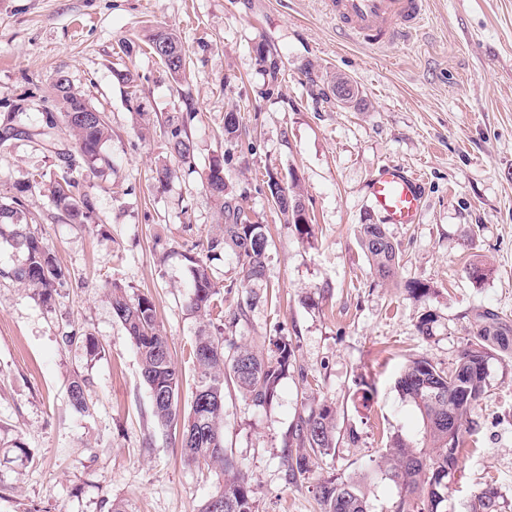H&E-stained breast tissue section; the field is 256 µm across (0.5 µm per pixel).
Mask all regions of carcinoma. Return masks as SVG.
I'll list each match as a JSON object with an SVG mask.
<instances>
[{"label":"carcinoma","instance_id":"cac0c4a2","mask_svg":"<svg viewBox=\"0 0 512 512\" xmlns=\"http://www.w3.org/2000/svg\"><path fill=\"white\" fill-rule=\"evenodd\" d=\"M167 41L177 50L175 57L164 62L171 76L186 73L189 60L178 36L158 30L148 40L153 54H158V42ZM53 122L43 121L38 135L44 145L55 147V134L64 125L74 137L76 155L63 154L65 168L50 189L52 202L64 211L73 224H87L95 210L93 199L78 191L79 181L73 176L76 162L82 161L94 170L106 164L103 146L108 141L109 124L104 113L73 112L76 103L88 104L76 91L66 75L59 72L53 79ZM170 153L183 164L194 163V145L184 123L171 116L165 130ZM224 165L219 160L210 165L206 192L224 216L220 233L209 238V252L222 250L232 253L238 262L237 278L229 284L253 293V288L267 282V252L269 239L265 226L252 223L253 210L246 197L230 194L220 173ZM35 188L28 183L18 188V195L0 203V237L24 252V263L17 266L13 279L32 289L42 302L51 301L61 271L49 247L28 227L27 215L20 195ZM302 201L293 184L287 194L278 197L274 205L288 224L299 233H309V222L296 220L288 208ZM361 248L369 268L378 279L387 282L398 275L401 256L390 239L385 225L363 224L360 227ZM192 279L187 294V308L208 317L215 306L219 289L207 264L209 257L190 256ZM113 316L126 330L140 357V375L149 391L154 417L163 427L180 424V446L185 460L205 467L217 476L214 492L197 512H254L250 483L239 468L224 439V390L233 385L244 400L256 408L271 406L277 396L281 379L294 367L292 344L285 338L273 341L275 350L264 355L237 343L230 335L245 316L246 308L239 306L222 315L224 327L211 332L202 328L192 347L197 374L195 390L184 416L178 414L182 374L172 360L167 337L160 330L156 308L147 296L129 297L115 287L110 293ZM438 316L422 315L418 333L429 338L434 335ZM512 353V320L494 309L482 308L474 313L471 338L461 350L453 366L443 370L425 357L408 360L396 381L402 397L419 411L423 422V446L407 443L399 436L391 439L381 465L391 474L397 489L393 512H446L448 502V464L459 466L461 444L467 434L475 432L477 424L472 413L488 397V364L497 356ZM70 405L78 412L88 410L83 382L76 378L68 388ZM453 418L455 431L448 436V418ZM336 410L328 403L309 406L299 416L291 435L296 452H287L285 459L289 474L303 476L315 461L329 456L336 448ZM500 494L487 486L477 495L471 512H499ZM322 512H367L364 496L354 480L337 482L329 479L318 486Z\"/></svg>","mask_w":512,"mask_h":512}]
</instances>
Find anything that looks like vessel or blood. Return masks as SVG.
<instances>
[{"label": "vessel or blood", "mask_w": 512, "mask_h": 512, "mask_svg": "<svg viewBox=\"0 0 512 512\" xmlns=\"http://www.w3.org/2000/svg\"><path fill=\"white\" fill-rule=\"evenodd\" d=\"M324 11L346 35L380 51L409 43L428 16L429 0H324ZM370 199L384 223H415L424 200L422 179L385 165L370 185Z\"/></svg>", "instance_id": "1"}]
</instances>
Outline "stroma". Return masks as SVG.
<instances>
[{"label":"stroma","mask_w":512,"mask_h":512,"mask_svg":"<svg viewBox=\"0 0 512 512\" xmlns=\"http://www.w3.org/2000/svg\"><path fill=\"white\" fill-rule=\"evenodd\" d=\"M414 44L379 52L344 39L323 0H0V120L23 104L22 135L0 148V201L41 175L23 203L31 229L49 245L62 277L50 303L11 279L24 254L0 238V456L23 444L29 462L0 465V512H196L216 478L181 456L178 430L157 425L135 348L113 316L112 285L148 296L184 384L203 319L186 307L189 258L218 234L222 218L204 183L212 158L268 229L267 300L233 330L238 343L269 349L287 337L297 371L273 405L258 409L226 390L224 435L253 490L255 512H321L323 478L361 481L368 512H393L397 489L379 465L394 436L422 441L416 408L395 382L412 355L441 369L465 345L476 309L512 319V0H429ZM159 28L182 41L190 67L175 80L150 54ZM130 71L136 90L115 74ZM65 72L105 112L112 136L106 165L83 170L93 223L72 224L48 199L68 131L49 152L28 136L53 104ZM360 104L337 102L336 78ZM241 134L224 141V114ZM182 118L196 146L194 166L175 160L166 117ZM425 180L418 223L387 231L401 254L399 280L429 283L415 298L371 276L359 227L380 223L369 198L386 164ZM168 165L166 185L155 169ZM275 176L298 183L313 220L304 237L266 194ZM492 268L474 286L466 266ZM439 317L423 338L425 311ZM75 333L64 343L66 333ZM85 381L87 413L68 400ZM327 401L344 435L308 479L289 480L283 462L305 399ZM450 512H469L486 485L512 512V358L489 363V396L474 414Z\"/></svg>","instance_id":"obj_1"}]
</instances>
